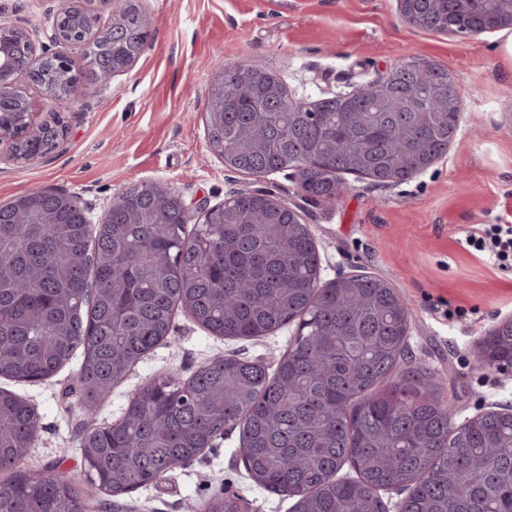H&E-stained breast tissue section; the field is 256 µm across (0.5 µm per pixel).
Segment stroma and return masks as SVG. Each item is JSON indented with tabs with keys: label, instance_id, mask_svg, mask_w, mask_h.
Listing matches in <instances>:
<instances>
[{
	"label": "stroma",
	"instance_id": "35a3bbf8",
	"mask_svg": "<svg viewBox=\"0 0 512 512\" xmlns=\"http://www.w3.org/2000/svg\"><path fill=\"white\" fill-rule=\"evenodd\" d=\"M62 0H0V17L47 26ZM153 21L138 60L110 84L85 96L39 106V119L61 113L68 135L56 153L14 160L0 139V205L35 187L77 196L94 221L105 218L126 186H167L197 217L234 192L263 187L301 207L315 240L324 280L367 274L385 280L409 314L406 361L443 375L442 394L464 422L512 405V372L473 363L478 341L512 319V275L462 244L465 231L500 224L511 214L512 60L499 33L454 36L423 31L401 19L397 0H139ZM412 55L447 70L461 103L460 133L447 154L407 181L381 186L345 176L332 204L301 198L290 172L256 178L225 167L209 146V92L220 65L260 62L296 98L347 92L384 75ZM461 318H449L451 310ZM295 332L286 326L253 340L209 334L176 311L170 337L135 365L93 407L81 401L74 358L38 382L0 378L39 417L24 469L65 473L89 512H199L224 492L243 495L249 512H289L290 501L257 489L229 430L164 479L115 499L92 486L77 448L84 425L120 419L152 378H189L203 364L237 354L275 368Z\"/></svg>",
	"mask_w": 512,
	"mask_h": 512
}]
</instances>
